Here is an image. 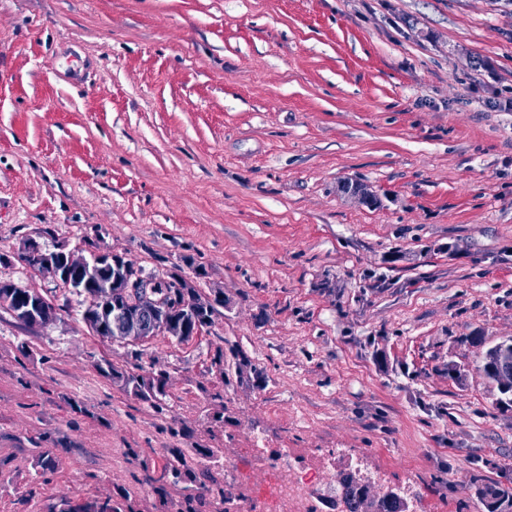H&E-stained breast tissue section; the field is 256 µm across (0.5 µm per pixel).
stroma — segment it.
<instances>
[{"label": "stroma", "mask_w": 512, "mask_h": 512, "mask_svg": "<svg viewBox=\"0 0 512 512\" xmlns=\"http://www.w3.org/2000/svg\"><path fill=\"white\" fill-rule=\"evenodd\" d=\"M29 239L229 305L186 343L107 341L20 262ZM0 277L58 309L0 307V512H178L146 478L169 448L257 489V436L328 482L413 484L412 512H478L512 487V410L469 342L512 337V0H0ZM228 343L263 388L221 381ZM137 361L169 374L162 409L96 369ZM29 302L27 307L17 311L15 314L19 316L25 325L31 323L40 326L51 324L56 319V308L51 302H47L49 307L55 310H50L46 305L45 296L38 290L32 289L28 292ZM231 360L227 361L224 359V353L220 352L217 357L214 359V364L218 366V371L221 376L222 381L225 382L226 371L224 368L227 366V370L230 367L235 368V373L238 375H242L245 372H250L253 375V381L257 388L263 387V382L265 379L264 369L260 366L252 363V361L245 356L241 350L235 345L230 347ZM478 500L487 512H511L512 488L499 483L484 485L478 491ZM56 512H134V509L129 502L128 496H121L114 498L112 496L106 499L98 497L87 499L81 503L74 504L72 501L61 498L57 504Z\"/></svg>", "instance_id": "1"}]
</instances>
